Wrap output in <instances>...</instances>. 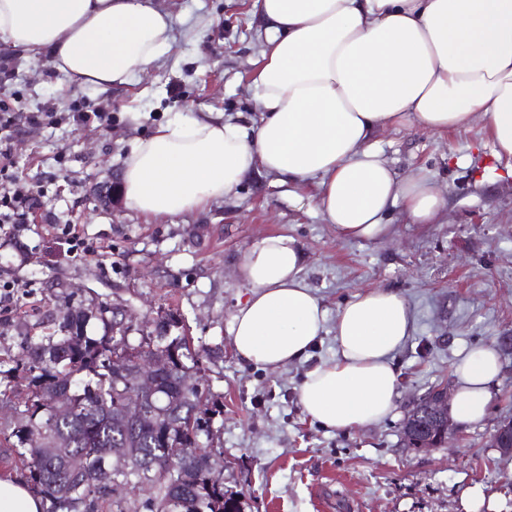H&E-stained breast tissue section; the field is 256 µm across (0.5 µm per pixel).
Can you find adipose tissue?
Instances as JSON below:
<instances>
[{
	"instance_id": "ef3b65f1",
	"label": "adipose tissue",
	"mask_w": 512,
	"mask_h": 512,
	"mask_svg": "<svg viewBox=\"0 0 512 512\" xmlns=\"http://www.w3.org/2000/svg\"><path fill=\"white\" fill-rule=\"evenodd\" d=\"M266 45L252 79L258 121L175 116L126 152L121 189L147 216L206 209L261 171L296 187L345 240H374L402 208L434 223L447 208L436 183L399 174L373 144L385 127H486L495 159L512 160V0H255ZM0 40L97 94L131 85L172 41L170 14L149 0H0ZM292 237L270 234L242 251L246 286L229 327L236 356L271 370L304 359L326 311L301 276ZM407 301L388 288L348 300L336 356L309 370L299 398L332 429L376 425L397 407L391 355L410 335ZM501 372L497 352L469 351L455 368L451 418L483 421ZM26 483L0 476V512H43Z\"/></svg>"
}]
</instances>
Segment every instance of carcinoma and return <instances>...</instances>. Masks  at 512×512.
<instances>
[{
	"label": "carcinoma",
	"instance_id": "1",
	"mask_svg": "<svg viewBox=\"0 0 512 512\" xmlns=\"http://www.w3.org/2000/svg\"><path fill=\"white\" fill-rule=\"evenodd\" d=\"M164 319L157 334L136 328L130 335L101 306L70 308L56 318L52 334L29 342L7 369L23 370L27 385L22 391L0 388V401L11 403L18 415L0 435L49 503L47 512H239L236 495L224 491L222 452L212 447L211 393L184 384L199 369L203 348L176 314L167 311ZM159 353L170 357V366L146 395L144 417L127 422L120 407L134 382L132 374L113 370V357H125L132 370ZM424 413L415 406L404 423L411 446ZM34 430L43 443L30 442ZM57 440L83 459L81 471H71L68 459L52 451ZM126 446L131 461L112 474L109 491L97 475L108 453ZM140 486L152 489L144 501L121 495Z\"/></svg>",
	"mask_w": 512,
	"mask_h": 512
}]
</instances>
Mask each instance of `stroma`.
Segmentation results:
<instances>
[{
  "label": "stroma",
  "mask_w": 512,
  "mask_h": 512,
  "mask_svg": "<svg viewBox=\"0 0 512 512\" xmlns=\"http://www.w3.org/2000/svg\"><path fill=\"white\" fill-rule=\"evenodd\" d=\"M173 20V41L159 65L105 98L68 83L47 58L27 59L0 41L9 58L0 98L46 113L41 127L12 137L16 175L35 188L29 221L15 238L0 235V285L18 300L0 320V358L17 357L47 333L48 314L86 299L127 310L135 325L158 310L184 316L203 353L196 383L219 410L213 445L224 457V487L241 512H463V490L482 484L499 512H512V458L491 448L497 427L512 418V355L491 389L484 421L458 427L439 447L407 444L402 425L430 387L453 384L470 350L512 336V163L494 162L482 123L432 133L387 127L376 146L399 172L423 170L448 206L435 224L409 223L394 209L388 237L343 240L295 196L264 173L248 175L236 193L202 213L145 219L120 191L125 151L174 114L223 117L258 112L250 85L264 36L254 0H153ZM105 108L108 123H74V106ZM110 188L100 208L93 186ZM97 243L73 252L66 225ZM293 237L305 255L302 275L327 312L305 359L265 369L237 358L228 333L246 288L238 253L259 238ZM391 288L408 302L413 328L392 362L400 397L393 417L366 429H331L311 420L299 399L306 372L336 355L337 316L352 296Z\"/></svg>",
  "instance_id": "1"
}]
</instances>
